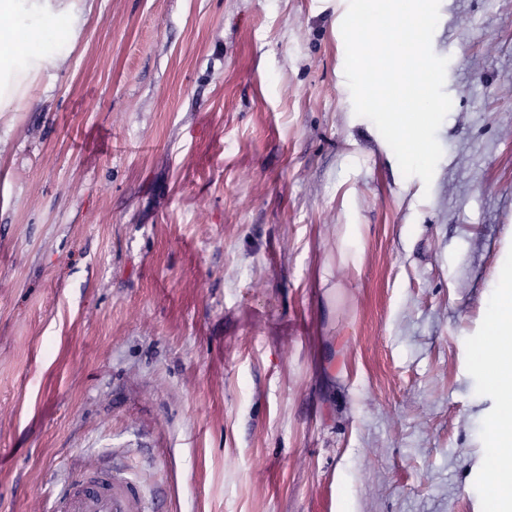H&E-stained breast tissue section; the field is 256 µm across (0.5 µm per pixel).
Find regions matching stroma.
<instances>
[{
  "mask_svg": "<svg viewBox=\"0 0 512 512\" xmlns=\"http://www.w3.org/2000/svg\"><path fill=\"white\" fill-rule=\"evenodd\" d=\"M0 112V512H492L512 0H440L431 183L354 112L348 0H93ZM137 486L128 478L100 471L73 478L54 498L49 512H142Z\"/></svg>",
  "mask_w": 512,
  "mask_h": 512,
  "instance_id": "1",
  "label": "stroma"
}]
</instances>
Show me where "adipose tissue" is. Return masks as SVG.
I'll return each mask as SVG.
<instances>
[{"label":"adipose tissue","mask_w":512,"mask_h":512,"mask_svg":"<svg viewBox=\"0 0 512 512\" xmlns=\"http://www.w3.org/2000/svg\"><path fill=\"white\" fill-rule=\"evenodd\" d=\"M85 14L78 0H0V62L12 77L10 94H0V112L23 95L26 84L39 72L57 66L51 52H33L28 44L43 39L54 26L66 25L68 32L81 29ZM488 343L478 365L489 388L501 398V406L490 423L489 467L494 473L495 506H512V270L498 281L497 313L487 328Z\"/></svg>","instance_id":"ef3b65f1"}]
</instances>
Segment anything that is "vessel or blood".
Instances as JSON below:
<instances>
[{
    "label": "vessel or blood",
    "mask_w": 512,
    "mask_h": 512,
    "mask_svg": "<svg viewBox=\"0 0 512 512\" xmlns=\"http://www.w3.org/2000/svg\"><path fill=\"white\" fill-rule=\"evenodd\" d=\"M50 512H142V500L130 479L100 471L73 478L54 498Z\"/></svg>",
    "instance_id": "vessel-or-blood-1"
}]
</instances>
